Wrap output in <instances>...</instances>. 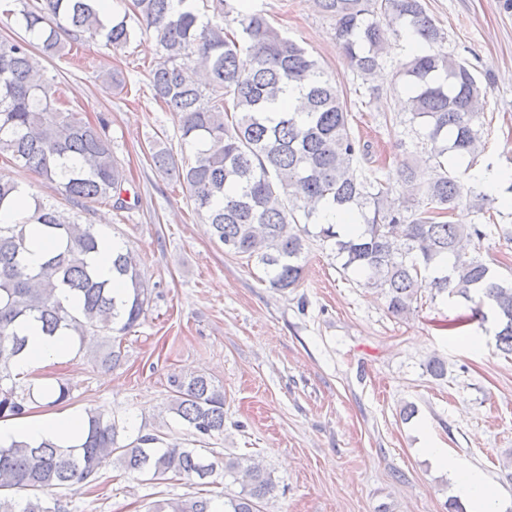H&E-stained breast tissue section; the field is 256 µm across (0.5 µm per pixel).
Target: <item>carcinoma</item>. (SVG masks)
I'll return each instance as SVG.
<instances>
[{
  "label": "carcinoma",
  "mask_w": 512,
  "mask_h": 512,
  "mask_svg": "<svg viewBox=\"0 0 512 512\" xmlns=\"http://www.w3.org/2000/svg\"><path fill=\"white\" fill-rule=\"evenodd\" d=\"M213 17L176 12L172 0H132L134 13L155 32L162 49L150 71L153 99L172 113L181 140L198 144L194 161L178 166L172 151L153 144L150 159L163 174L177 172L198 216L224 248L263 265L269 287L288 289L302 278L301 255L308 234L301 223L320 225L319 237L332 240L344 267L356 268L365 285L378 289L387 309L403 316L428 288L465 301L488 302L498 322L496 348L512 355V284H504L481 259L462 250L484 225L465 227L445 217L464 199L482 212L495 202L457 174L448 157H476L483 149L476 126L487 94L469 68L437 49L444 36L423 0H315L334 21L336 45L374 100L369 84L383 67L390 37L409 34L419 49L402 65L404 100L411 121L422 120L430 145L426 161L434 174L414 203L394 195L390 177L366 174L358 159L369 145L351 133L347 97L320 61L273 27L241 0H209ZM22 38L0 39V159L34 172L69 200H111L117 210L126 182L112 154L108 122H90L65 108L43 77L34 48L61 57L72 40L102 38L113 52L127 47L135 30L126 20L101 17L98 0H41L21 10ZM79 169H61L70 155ZM25 186L0 177V209L19 203ZM36 240L52 248L42 263L29 265L26 235L19 225H0V418L27 414L33 389L16 381L12 365L26 348L16 323L32 319L47 335L102 339L95 365L109 368L122 358L112 333L133 328L151 301L152 290L131 250L118 253L112 272L126 285L122 300L100 279L90 254L101 233L79 224L29 193ZM338 209L357 218V233L342 236L322 224L319 210ZM75 297L65 306L58 294ZM173 412L202 441L224 433V389L204 373L169 377ZM48 405L70 400L64 382L49 389ZM80 442L62 450L53 442L0 445V512H68L66 492L74 484L93 485L99 472L117 465L128 473L170 474L191 482L224 475L241 484L222 512H260L258 504L274 484L254 458L223 462L200 448L178 443L159 447L154 434L121 437L118 420L99 411L83 416ZM148 512H214L204 497L173 498Z\"/></svg>",
  "instance_id": "carcinoma-1"
}]
</instances>
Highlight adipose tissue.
<instances>
[{
  "instance_id": "1",
  "label": "adipose tissue",
  "mask_w": 512,
  "mask_h": 512,
  "mask_svg": "<svg viewBox=\"0 0 512 512\" xmlns=\"http://www.w3.org/2000/svg\"><path fill=\"white\" fill-rule=\"evenodd\" d=\"M20 332L27 336L28 342L14 366L15 371L35 372L61 357L67 349L65 337L45 335L37 324H22ZM80 425L79 416L65 414H51L23 422L0 421V444L12 441L37 444L50 440L67 447L75 444ZM424 451L440 469L448 473L454 483L455 492L468 503L471 512H500L498 491L481 472L465 461L436 448L432 442H425Z\"/></svg>"
}]
</instances>
